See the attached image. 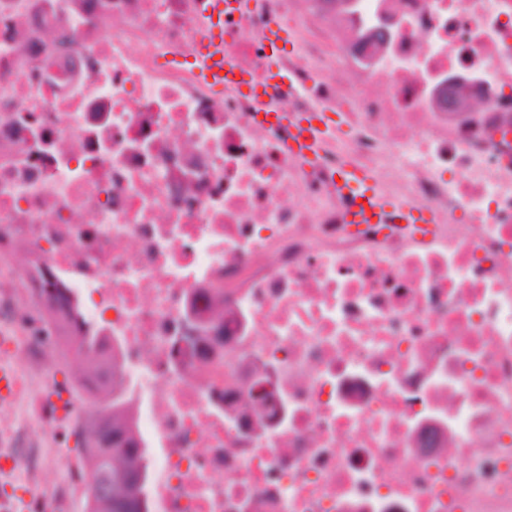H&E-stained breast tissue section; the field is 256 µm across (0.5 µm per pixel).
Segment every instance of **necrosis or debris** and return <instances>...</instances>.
Masks as SVG:
<instances>
[{
	"mask_svg": "<svg viewBox=\"0 0 512 512\" xmlns=\"http://www.w3.org/2000/svg\"><path fill=\"white\" fill-rule=\"evenodd\" d=\"M200 0H0V333L51 422L80 406L17 323L67 288L111 330L153 448L151 512H512V0H265L225 17L340 141L199 81ZM428 208L420 242L351 227L343 152ZM10 478L74 512L88 474L0 408ZM71 473L52 484V465Z\"/></svg>",
	"mask_w": 512,
	"mask_h": 512,
	"instance_id": "obj_1",
	"label": "necrosis or debris"
}]
</instances>
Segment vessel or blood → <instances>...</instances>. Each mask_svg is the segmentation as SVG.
Wrapping results in <instances>:
<instances>
[{"mask_svg": "<svg viewBox=\"0 0 512 512\" xmlns=\"http://www.w3.org/2000/svg\"><path fill=\"white\" fill-rule=\"evenodd\" d=\"M259 0H208L203 12L202 34L193 59L199 78L215 90L234 87L251 97L254 112L259 121L269 124L285 123L291 130L288 147L303 161L321 162L327 137L335 133L336 123L332 115L321 109L306 112L281 111L273 101L270 91L280 86H292L293 78L282 60L295 50L296 42L291 28L273 23L258 36L265 58L261 71L252 72L240 68L234 53L224 42V14L248 13L258 7ZM338 189L352 195L356 205L349 217L353 224H376L390 219L407 225L413 236L431 238L435 218L421 205L401 202L387 196L379 187L374 175L351 158L340 159L336 164ZM18 374L10 364L0 359V404L16 398Z\"/></svg>", "mask_w": 512, "mask_h": 512, "instance_id": "1", "label": "vessel or blood"}]
</instances>
